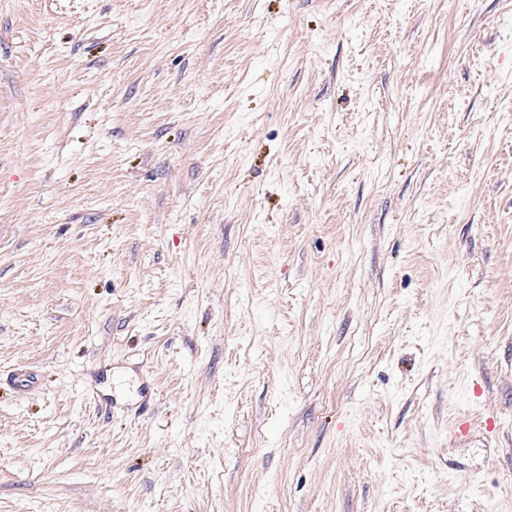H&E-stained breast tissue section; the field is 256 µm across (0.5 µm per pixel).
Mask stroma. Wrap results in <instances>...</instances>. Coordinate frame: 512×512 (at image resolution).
I'll use <instances>...</instances> for the list:
<instances>
[{
    "mask_svg": "<svg viewBox=\"0 0 512 512\" xmlns=\"http://www.w3.org/2000/svg\"><path fill=\"white\" fill-rule=\"evenodd\" d=\"M0 512H512V0H0ZM7 380L16 392L25 393L38 386L40 377L35 369H15Z\"/></svg>",
    "mask_w": 512,
    "mask_h": 512,
    "instance_id": "obj_1",
    "label": "stroma"
}]
</instances>
